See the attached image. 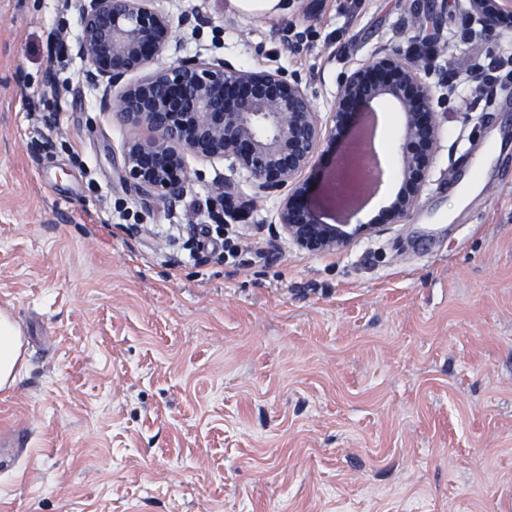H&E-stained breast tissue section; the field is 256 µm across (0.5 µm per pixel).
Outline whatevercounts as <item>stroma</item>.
Wrapping results in <instances>:
<instances>
[{"instance_id": "stroma-1", "label": "stroma", "mask_w": 512, "mask_h": 512, "mask_svg": "<svg viewBox=\"0 0 512 512\" xmlns=\"http://www.w3.org/2000/svg\"><path fill=\"white\" fill-rule=\"evenodd\" d=\"M148 6L175 23L163 64H263L322 113L379 47L408 52L422 13L426 78L453 79L436 159L409 220L372 205L384 232L330 253L280 235V196L221 159L187 157L176 206L143 203L120 173L128 128L82 60L47 50L56 25L78 38V9L0 0V311L27 345L0 434L29 439L0 458V512H512V144L461 207L448 186L468 148L512 131V32L472 50L466 0ZM335 169L323 143L305 202L325 224ZM219 221L236 258L199 245ZM230 3L243 15L277 16L288 12V0H230Z\"/></svg>"}]
</instances>
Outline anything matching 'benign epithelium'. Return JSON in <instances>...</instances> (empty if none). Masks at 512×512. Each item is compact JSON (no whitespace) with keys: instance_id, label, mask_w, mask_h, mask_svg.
I'll list each match as a JSON object with an SVG mask.
<instances>
[{"instance_id":"benign-epithelium-1","label":"benign epithelium","mask_w":512,"mask_h":512,"mask_svg":"<svg viewBox=\"0 0 512 512\" xmlns=\"http://www.w3.org/2000/svg\"><path fill=\"white\" fill-rule=\"evenodd\" d=\"M147 0H77L81 34L73 54L84 76L104 87L103 107L133 130L122 154V178L146 203L177 201L188 180L186 156L222 158L252 179L257 195L288 190L277 224L288 240L308 253L334 252L359 235L383 232L381 224H322L303 198L324 140L341 144L355 137L361 107L387 101L402 115L400 188L389 210L399 223L419 206L436 159L441 128L436 108L444 97L419 65L397 49H383L340 81L322 122L299 78L258 66L240 69L224 59H182L153 67L170 44L172 23L152 11ZM488 0H468L469 18L482 34L512 29V7L486 9ZM143 72L134 82L125 78ZM145 128L147 137L135 134ZM343 154L336 187L356 188L359 172Z\"/></svg>"}]
</instances>
